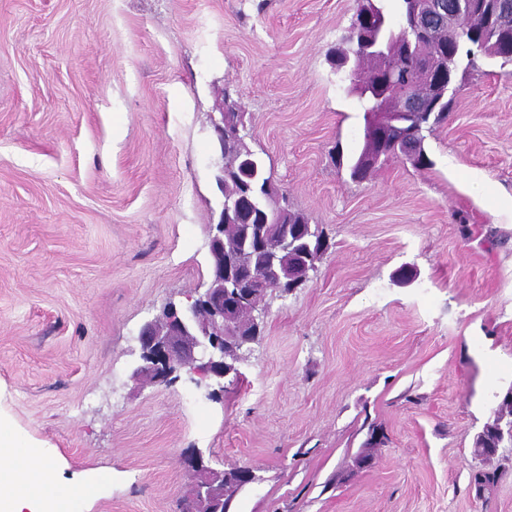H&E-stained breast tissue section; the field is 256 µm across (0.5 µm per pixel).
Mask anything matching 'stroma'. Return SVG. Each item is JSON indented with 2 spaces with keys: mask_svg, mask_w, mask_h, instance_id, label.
I'll list each match as a JSON object with an SVG mask.
<instances>
[{
  "mask_svg": "<svg viewBox=\"0 0 512 512\" xmlns=\"http://www.w3.org/2000/svg\"><path fill=\"white\" fill-rule=\"evenodd\" d=\"M357 7L0 0V412L96 484L87 512H183L196 452L254 471L230 512H512V448L473 452L512 388V67L467 74L430 168L352 181L364 118L326 53ZM228 103L328 246L210 398L130 375L208 280Z\"/></svg>",
  "mask_w": 512,
  "mask_h": 512,
  "instance_id": "1",
  "label": "stroma"
}]
</instances>
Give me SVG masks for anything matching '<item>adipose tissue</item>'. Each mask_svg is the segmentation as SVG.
I'll return each mask as SVG.
<instances>
[{"label":"adipose tissue","mask_w":512,"mask_h":512,"mask_svg":"<svg viewBox=\"0 0 512 512\" xmlns=\"http://www.w3.org/2000/svg\"><path fill=\"white\" fill-rule=\"evenodd\" d=\"M32 446L28 436L0 417V512H45L49 496L57 499L61 512H83L95 485L58 480Z\"/></svg>","instance_id":"adipose-tissue-1"}]
</instances>
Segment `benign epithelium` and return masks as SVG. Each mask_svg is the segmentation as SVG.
<instances>
[{
  "instance_id": "1",
  "label": "benign epithelium",
  "mask_w": 512,
  "mask_h": 512,
  "mask_svg": "<svg viewBox=\"0 0 512 512\" xmlns=\"http://www.w3.org/2000/svg\"><path fill=\"white\" fill-rule=\"evenodd\" d=\"M378 15L376 0H359L356 16L360 27L369 26ZM453 16L452 11L439 13L438 6L428 0H417L410 15V32L417 38L425 37L435 26L445 24ZM378 91V100L384 104L369 115L366 134L370 141L383 130L420 115L419 102L415 98L407 97L393 109L390 107L394 103L391 88L384 84ZM284 209L286 206L280 202L271 207L263 221L255 225L258 238H263L280 223ZM280 241L283 252L290 253L292 260L279 266L269 278L268 286L280 288L286 284L297 288L307 278L304 274L307 261L292 251L288 233H282ZM209 252L212 259L210 279L203 290L197 291V299L181 308L168 303L162 316L145 323L139 330L142 363L133 370V381L168 382L173 374L186 367L192 374L218 385L224 378L238 374L240 351L257 341L264 317L259 299L261 289L258 288L262 283L260 273L263 268L258 267L236 281L235 287H227L232 271L222 221L216 224L215 233L210 237ZM187 466L192 478L189 512H228L229 493L254 481L250 469L218 471L209 467L199 452L187 459Z\"/></svg>"
}]
</instances>
